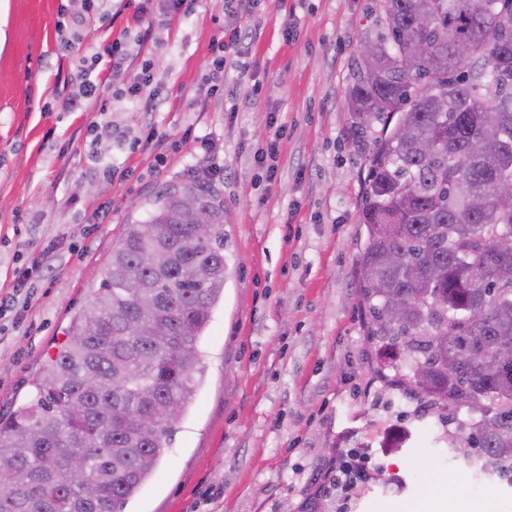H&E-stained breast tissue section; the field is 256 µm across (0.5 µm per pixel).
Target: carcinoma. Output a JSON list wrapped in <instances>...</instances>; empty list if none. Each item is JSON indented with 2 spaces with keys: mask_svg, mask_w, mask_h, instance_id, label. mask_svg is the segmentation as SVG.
<instances>
[{
  "mask_svg": "<svg viewBox=\"0 0 512 512\" xmlns=\"http://www.w3.org/2000/svg\"><path fill=\"white\" fill-rule=\"evenodd\" d=\"M381 2L386 32L347 95L361 132H375L358 257L375 370L457 422L448 448L476 475L512 485V253L496 247L512 236V194L498 189L512 178V83L499 77L512 71V0ZM411 40L424 62L401 57ZM224 271L220 189L165 185L147 222L126 225L32 398L0 416V512H122L169 445L168 406L193 402ZM478 399L484 411L457 421Z\"/></svg>",
  "mask_w": 512,
  "mask_h": 512,
  "instance_id": "1",
  "label": "carcinoma"
}]
</instances>
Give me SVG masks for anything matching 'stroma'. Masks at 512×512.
I'll return each mask as SVG.
<instances>
[{"label": "stroma", "instance_id": "obj_1", "mask_svg": "<svg viewBox=\"0 0 512 512\" xmlns=\"http://www.w3.org/2000/svg\"><path fill=\"white\" fill-rule=\"evenodd\" d=\"M64 9L83 26L59 29ZM132 14L122 0H0V293L24 274L32 294L29 311L0 319V415L32 396L125 225L147 219L167 182L218 163L226 269L200 340L205 375L123 512H399L438 490L512 512V487L475 484L437 410L372 373L357 260L371 137L357 133L347 92L361 41L382 31L378 0H254L245 15L234 0H199L185 19ZM245 25L252 36L227 50L223 94L205 95L216 38ZM123 35L138 55L113 91L149 61L166 105L60 111L80 59ZM148 121L170 137L165 163L137 140ZM275 121L288 125L277 141ZM105 123L112 138L101 141L92 128ZM189 125L208 149L182 139ZM272 140L270 180L255 154ZM350 451L368 457L369 477L345 493L330 482Z\"/></svg>", "mask_w": 512, "mask_h": 512}]
</instances>
